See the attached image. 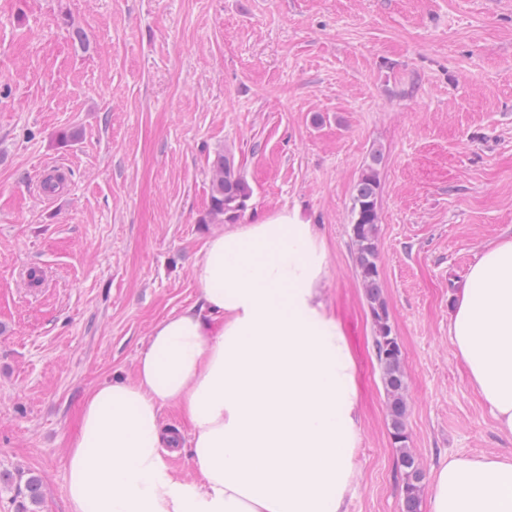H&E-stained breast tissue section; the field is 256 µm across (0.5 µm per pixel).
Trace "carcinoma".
Returning a JSON list of instances; mask_svg holds the SVG:
<instances>
[{
  "label": "carcinoma",
  "mask_w": 512,
  "mask_h": 512,
  "mask_svg": "<svg viewBox=\"0 0 512 512\" xmlns=\"http://www.w3.org/2000/svg\"><path fill=\"white\" fill-rule=\"evenodd\" d=\"M379 155H372V163L354 186L351 202V238L355 248L357 277L365 288L374 336L373 346L382 372L387 394L391 435L396 437L398 467L402 477V512H418L426 474L409 447L405 418L406 371L398 339L393 335L388 307L381 295L378 265L377 232L379 224L378 194L380 182L376 170ZM252 192L233 159L217 154L211 164V187L208 209L203 223L222 224L236 221L248 208ZM14 487L20 512H35L41 501V482L38 476L22 474L5 476L0 483Z\"/></svg>",
  "instance_id": "carcinoma-1"
}]
</instances>
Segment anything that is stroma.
Returning a JSON list of instances; mask_svg holds the SVG:
<instances>
[{
    "label": "stroma",
    "mask_w": 512,
    "mask_h": 512,
    "mask_svg": "<svg viewBox=\"0 0 512 512\" xmlns=\"http://www.w3.org/2000/svg\"><path fill=\"white\" fill-rule=\"evenodd\" d=\"M220 152L241 223L297 207L327 245L363 408L349 512H402L351 239L372 153L409 446L428 473L512 455L448 336L479 248L512 237V0H0V472L41 479L38 512H68L87 394L197 301ZM211 187L204 223L222 224L236 221L248 208L252 192L234 159L219 153L211 164Z\"/></svg>",
    "instance_id": "35a3bbf8"
}]
</instances>
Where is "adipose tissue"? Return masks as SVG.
<instances>
[{"label":"adipose tissue","instance_id":"adipose-tissue-1","mask_svg":"<svg viewBox=\"0 0 512 512\" xmlns=\"http://www.w3.org/2000/svg\"><path fill=\"white\" fill-rule=\"evenodd\" d=\"M327 278L326 243L299 209L210 235L193 269L198 301L154 324L133 381L87 395L69 512H348L361 398ZM448 334L512 435V237L476 255ZM166 406L190 427L194 478L167 462L180 439ZM430 512H512V458L445 459Z\"/></svg>","mask_w":512,"mask_h":512}]
</instances>
